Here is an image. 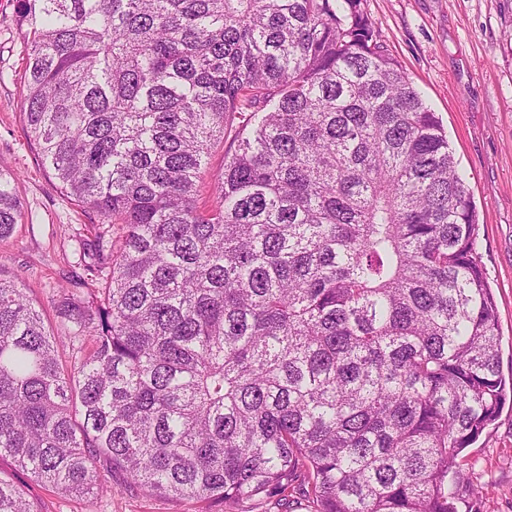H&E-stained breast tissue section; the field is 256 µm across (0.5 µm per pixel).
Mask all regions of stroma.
I'll list each match as a JSON object with an SVG mask.
<instances>
[{
    "instance_id": "obj_1",
    "label": "stroma",
    "mask_w": 512,
    "mask_h": 512,
    "mask_svg": "<svg viewBox=\"0 0 512 512\" xmlns=\"http://www.w3.org/2000/svg\"><path fill=\"white\" fill-rule=\"evenodd\" d=\"M381 43L437 112L479 219L476 253L496 302L503 374L512 373V0H363ZM27 51L16 0H0V172L13 177L22 221L0 240V270L59 330L56 304L83 275L80 240L98 233L57 187L22 120ZM463 477L477 512H512V404L466 450ZM13 481L36 512H209L192 497L146 495L124 486L92 498L61 494L7 456Z\"/></svg>"
}]
</instances>
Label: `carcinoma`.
<instances>
[{"instance_id":"carcinoma-1","label":"carcinoma","mask_w":512,"mask_h":512,"mask_svg":"<svg viewBox=\"0 0 512 512\" xmlns=\"http://www.w3.org/2000/svg\"><path fill=\"white\" fill-rule=\"evenodd\" d=\"M362 0H17L27 136L101 231L53 335L0 277V456L76 497L458 512L512 399L478 218ZM231 137L200 210L211 149ZM0 173V240L21 218ZM93 350L67 369L64 339ZM0 512H34L0 478ZM286 494H288L287 499L289 500V503L288 500L286 501V508H284L285 506H279L276 501L277 497H275L271 499V502L267 503V505H264L263 508L256 510L255 512H314L315 508L309 497H304L302 494L292 491V488L288 489V493Z\"/></svg>"}]
</instances>
